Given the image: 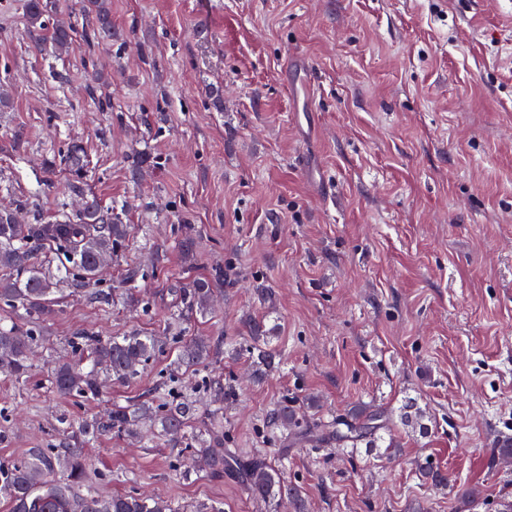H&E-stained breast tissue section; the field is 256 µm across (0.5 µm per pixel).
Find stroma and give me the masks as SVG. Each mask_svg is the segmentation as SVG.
Here are the masks:
<instances>
[{"label":"stroma","mask_w":512,"mask_h":512,"mask_svg":"<svg viewBox=\"0 0 512 512\" xmlns=\"http://www.w3.org/2000/svg\"><path fill=\"white\" fill-rule=\"evenodd\" d=\"M26 0H0V204L22 222L96 198L130 232L93 302L64 289L37 321L47 350L26 381L0 377V462L55 444L153 390L178 337L222 340L225 385L186 376L196 424L275 460L304 512H506L512 463V0H111L91 41L78 0L48 24L85 33L56 51ZM77 148L81 169L64 164ZM223 267L211 307L174 326L171 289ZM281 359L253 377L248 324ZM85 330L163 337L165 350L96 399L48 379ZM331 420L357 403L393 418L395 448L289 440L264 416L283 397ZM414 404L428 427L401 418ZM86 453L100 493L140 492L222 512H274L184 446L115 433ZM429 463L448 483L422 481ZM192 474H185V465Z\"/></svg>","instance_id":"obj_1"}]
</instances>
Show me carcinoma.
I'll list each match as a JSON object with an SVG mask.
<instances>
[{
  "label": "carcinoma",
  "mask_w": 512,
  "mask_h": 512,
  "mask_svg": "<svg viewBox=\"0 0 512 512\" xmlns=\"http://www.w3.org/2000/svg\"><path fill=\"white\" fill-rule=\"evenodd\" d=\"M44 0H26L25 16L32 28H45ZM83 10L96 18L95 37L112 40V18L108 0H82ZM51 40L61 51L78 42V31L68 23L52 27ZM128 233L119 214L105 210L95 198L85 201L77 215H61L53 224H21L12 211H0V304L30 323L39 319L49 295L64 284L81 291L97 284L98 259L112 256ZM224 283V269L216 268L208 277H193L172 290L182 317L207 310L214 287ZM44 340L31 329L13 323L0 324V375L17 380L28 377L30 356L43 347ZM77 356L75 362L58 364L49 383L61 395L81 398L98 396L104 380L125 382L135 378L139 368L155 359L162 344L155 336L130 335L102 340L85 331L68 340ZM223 343L198 337H179L174 367L168 372L174 381L179 371L192 370L218 361ZM195 399L193 393L177 390L172 399L138 398L114 404L99 418L77 424L59 419L58 443L50 448H31L25 458L0 464V492L11 504V512H186L170 500L151 499L137 493L103 495L90 474L84 445L108 433H138L157 430L179 439L193 454L206 460L211 474L220 476L232 468L245 489L268 503L284 498L302 509L299 492L280 480L278 470L261 455L243 457L224 449V430L206 429L207 438L193 437ZM388 414L359 405L325 426L338 448L376 447L388 430ZM267 425L303 437L313 432L298 418L294 401L285 399L267 414Z\"/></svg>",
  "instance_id": "cac0c4a2"
}]
</instances>
